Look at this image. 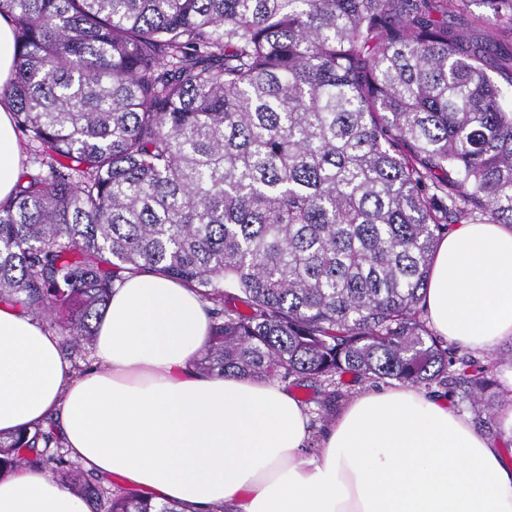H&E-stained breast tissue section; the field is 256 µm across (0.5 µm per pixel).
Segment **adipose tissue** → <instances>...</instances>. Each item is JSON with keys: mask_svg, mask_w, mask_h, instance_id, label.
<instances>
[{"mask_svg": "<svg viewBox=\"0 0 512 512\" xmlns=\"http://www.w3.org/2000/svg\"><path fill=\"white\" fill-rule=\"evenodd\" d=\"M21 147L0 103V201ZM426 311L438 335L480 352L512 338V226L457 224L435 253ZM211 332L201 297L162 275H125L97 323L94 367L0 304V436L55 420L85 469L116 475L152 504L196 512H512L499 443L445 400L409 387L351 399L304 456L308 417L277 381L209 375L194 363ZM0 512H88L47 472L0 476Z\"/></svg>", "mask_w": 512, "mask_h": 512, "instance_id": "obj_1", "label": "adipose tissue"}]
</instances>
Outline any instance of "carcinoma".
Wrapping results in <instances>:
<instances>
[{"label": "carcinoma", "mask_w": 512, "mask_h": 512, "mask_svg": "<svg viewBox=\"0 0 512 512\" xmlns=\"http://www.w3.org/2000/svg\"><path fill=\"white\" fill-rule=\"evenodd\" d=\"M477 2L485 12L470 10ZM0 97L39 173L0 201V302L92 344L122 273L212 304L209 374L448 388L498 434L490 366L423 319L453 224H512V107L493 49L512 0H0ZM51 425L0 439L91 512L147 496L71 464ZM18 54L11 21L0 16V88L2 89L17 70ZM456 26L463 28L466 34L473 40L488 41L495 40L500 42L509 43L512 41L510 34L503 33L495 27L485 26L473 28L467 24L466 18H456L451 20Z\"/></svg>", "instance_id": "carcinoma-1"}]
</instances>
